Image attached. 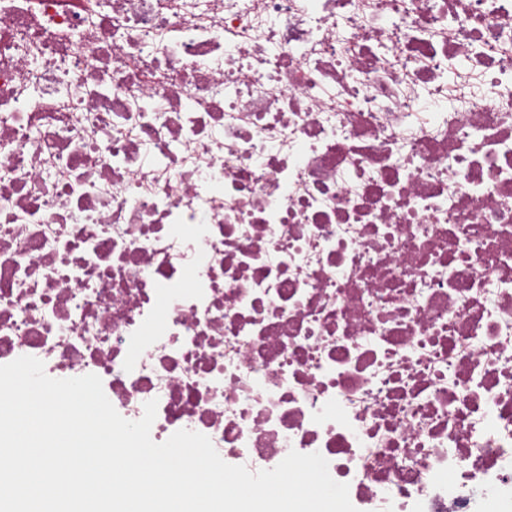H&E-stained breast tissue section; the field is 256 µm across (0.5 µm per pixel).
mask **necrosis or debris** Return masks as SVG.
Returning a JSON list of instances; mask_svg holds the SVG:
<instances>
[{"instance_id": "obj_1", "label": "necrosis or debris", "mask_w": 512, "mask_h": 512, "mask_svg": "<svg viewBox=\"0 0 512 512\" xmlns=\"http://www.w3.org/2000/svg\"><path fill=\"white\" fill-rule=\"evenodd\" d=\"M23 355L357 512H512V0H0Z\"/></svg>"}]
</instances>
